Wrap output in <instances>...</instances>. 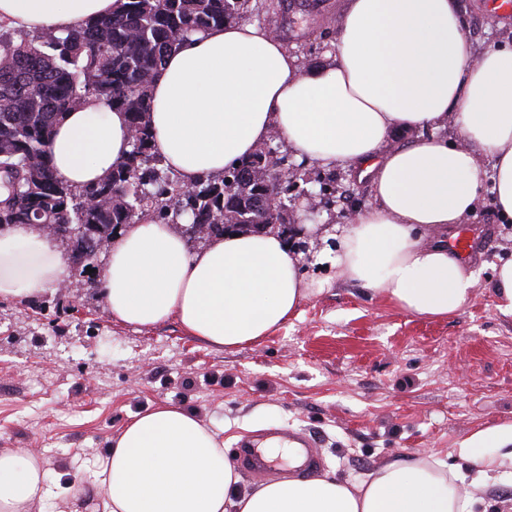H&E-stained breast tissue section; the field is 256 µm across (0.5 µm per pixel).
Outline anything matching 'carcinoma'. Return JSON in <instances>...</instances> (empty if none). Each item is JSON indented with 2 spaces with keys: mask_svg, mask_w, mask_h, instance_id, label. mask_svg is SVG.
<instances>
[{
  "mask_svg": "<svg viewBox=\"0 0 512 512\" xmlns=\"http://www.w3.org/2000/svg\"><path fill=\"white\" fill-rule=\"evenodd\" d=\"M246 2L126 0L120 12L64 33L21 32L17 44L0 27V230L52 224L66 240L68 225L88 224L98 246L147 214L158 224L184 216L207 238L228 227L288 232L287 211L264 207L268 193L285 190L277 173L286 157L260 148L187 192L165 167L147 120L151 80L167 54L189 35L236 19ZM89 96L125 110L138 139L102 182L75 189L57 176L48 144L63 115ZM259 163L270 172L266 181L253 177Z\"/></svg>",
  "mask_w": 512,
  "mask_h": 512,
  "instance_id": "cac0c4a2",
  "label": "carcinoma"
}]
</instances>
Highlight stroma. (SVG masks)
Here are the masks:
<instances>
[{"mask_svg":"<svg viewBox=\"0 0 512 512\" xmlns=\"http://www.w3.org/2000/svg\"><path fill=\"white\" fill-rule=\"evenodd\" d=\"M250 0L242 21L278 20V37L302 67L328 62L350 0ZM475 51L512 43V9L496 0H458ZM294 167L288 190L292 225L332 230L353 209L377 207L370 177L357 169L299 159L280 134L268 141ZM333 185L315 212L303 192ZM462 229L479 233L470 258L477 286L448 317L404 312L383 297L337 279L317 263L335 239L306 236L295 246L307 280L322 292L254 343L218 349L175 321L132 327L112 319L99 294L109 255L90 265L69 246L66 289L29 299L0 298V450L36 451L51 493L30 512H103L97 461L132 414L160 403L181 405L216 434L226 457L242 436L274 428L314 438L322 471L358 484L386 461L416 455L467 469L463 444L512 425V315L496 307L491 265L512 253V224H501L484 192ZM76 485L69 503L53 492Z\"/></svg>","mask_w":512,"mask_h":512,"instance_id":"obj_1","label":"stroma"}]
</instances>
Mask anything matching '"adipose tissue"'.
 Returning <instances> with one entry per match:
<instances>
[{"label": "adipose tissue", "instance_id": "1", "mask_svg": "<svg viewBox=\"0 0 512 512\" xmlns=\"http://www.w3.org/2000/svg\"><path fill=\"white\" fill-rule=\"evenodd\" d=\"M122 0H0V21L60 31ZM154 144L185 184L249 156L280 133L299 156L371 175L380 206L336 235V275L402 310L445 317L472 299L474 272L448 253V227L470 215L492 162L493 206L512 223V45L475 52L457 0H351L332 60L305 69L267 28L231 21L173 49L151 84ZM454 121L460 140L389 147L395 132ZM131 150L125 113L89 97L55 129L64 182L96 185ZM67 276L40 227L0 231V298L33 297ZM301 255L277 232L229 231L189 251L169 225L117 232L100 277L108 314L132 326L177 320L218 348L253 343L313 296ZM468 473L396 457L366 484L323 475L239 492L217 437L183 407L130 416L99 460L104 512H472L494 473L512 468V425L473 435ZM47 491L28 453H0V512H28Z\"/></svg>", "mask_w": 512, "mask_h": 512}]
</instances>
